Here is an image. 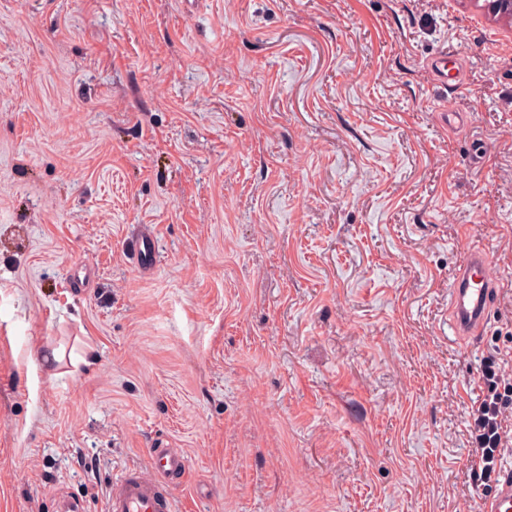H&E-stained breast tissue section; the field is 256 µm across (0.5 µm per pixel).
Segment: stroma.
I'll list each match as a JSON object with an SVG mask.
<instances>
[{
  "label": "stroma",
  "mask_w": 512,
  "mask_h": 512,
  "mask_svg": "<svg viewBox=\"0 0 512 512\" xmlns=\"http://www.w3.org/2000/svg\"><path fill=\"white\" fill-rule=\"evenodd\" d=\"M471 246L497 301L455 343ZM502 357L512 25L470 0H0V512H106L155 447L189 458L184 512H477L468 411ZM448 63L451 67L448 68ZM461 61L459 57L448 50L440 52L438 55L432 57L428 62V68L435 77V79L443 85L448 86V93L454 94L462 84V70ZM452 71V75L449 78V72ZM152 241L153 236L147 231L129 246L130 253L139 269H151L153 265V254L150 248Z\"/></svg>",
  "instance_id": "obj_1"
}]
</instances>
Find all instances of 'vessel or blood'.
Listing matches in <instances>:
<instances>
[{
    "mask_svg": "<svg viewBox=\"0 0 512 512\" xmlns=\"http://www.w3.org/2000/svg\"><path fill=\"white\" fill-rule=\"evenodd\" d=\"M428 68L449 92L462 84L461 61L452 52L432 57ZM151 233L132 242L129 250L139 268L153 265ZM494 284L489 276V256L480 248L467 249L448 286V330L451 335L467 337L485 326ZM143 466L124 468L112 482L107 512H179L172 483L184 477L188 459L177 448H151ZM482 512H512V469H504L493 497Z\"/></svg>",
    "mask_w": 512,
    "mask_h": 512,
    "instance_id": "vessel-or-blood-1",
    "label": "vessel or blood"
}]
</instances>
